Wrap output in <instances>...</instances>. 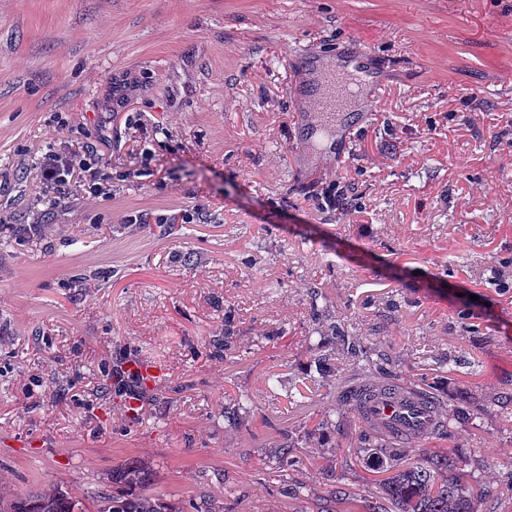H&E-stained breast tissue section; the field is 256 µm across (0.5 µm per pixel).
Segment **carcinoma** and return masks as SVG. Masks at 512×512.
<instances>
[{
	"mask_svg": "<svg viewBox=\"0 0 512 512\" xmlns=\"http://www.w3.org/2000/svg\"><path fill=\"white\" fill-rule=\"evenodd\" d=\"M337 345L353 357L370 358L367 349L343 333ZM380 387L365 382L341 391L342 401L355 406L362 396ZM380 443H364L359 452L376 456L375 468L389 475L380 481L381 493L366 500L365 512H475L477 492L458 472L455 455L444 450L408 461L400 442L379 436ZM152 470L142 462L128 463L112 471V491L91 497L94 512H185L172 502L149 492ZM0 512H88L86 503L55 483L38 490L17 493L0 483Z\"/></svg>",
	"mask_w": 512,
	"mask_h": 512,
	"instance_id": "obj_1",
	"label": "carcinoma"
}]
</instances>
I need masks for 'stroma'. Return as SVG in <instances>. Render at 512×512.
<instances>
[{
	"label": "stroma",
	"instance_id": "obj_1",
	"mask_svg": "<svg viewBox=\"0 0 512 512\" xmlns=\"http://www.w3.org/2000/svg\"><path fill=\"white\" fill-rule=\"evenodd\" d=\"M348 45L385 80L327 151L289 58ZM51 145L93 150L103 194L55 200ZM335 328L455 413L408 453L457 449L478 512H512V0H0L14 490L81 496L138 460L184 508L312 512L331 471L372 496L338 396L359 365L316 360ZM130 360L160 369L135 418L101 389Z\"/></svg>",
	"mask_w": 512,
	"mask_h": 512
}]
</instances>
